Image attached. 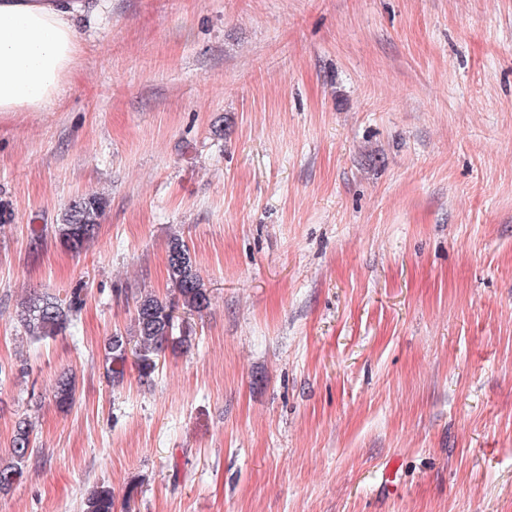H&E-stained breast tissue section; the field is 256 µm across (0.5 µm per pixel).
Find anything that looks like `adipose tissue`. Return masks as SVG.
Masks as SVG:
<instances>
[{
  "label": "adipose tissue",
  "mask_w": 512,
  "mask_h": 512,
  "mask_svg": "<svg viewBox=\"0 0 512 512\" xmlns=\"http://www.w3.org/2000/svg\"><path fill=\"white\" fill-rule=\"evenodd\" d=\"M94 0H0V115L43 112L70 76Z\"/></svg>",
  "instance_id": "1"
}]
</instances>
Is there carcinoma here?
I'll return each mask as SVG.
<instances>
[{
  "label": "carcinoma",
  "instance_id": "1",
  "mask_svg": "<svg viewBox=\"0 0 512 512\" xmlns=\"http://www.w3.org/2000/svg\"><path fill=\"white\" fill-rule=\"evenodd\" d=\"M105 202L97 194L84 195L70 201L62 222L51 226V232L65 249L81 251L91 241L99 228ZM167 272L173 293L163 299L151 291H139L135 297V313L126 335L115 334L108 342V373L112 378L123 376L127 362V347H132L140 376L151 378L157 367L158 357L168 346H186L191 342V330L177 329L176 309L182 307L197 313L210 305V295L204 284L190 249L185 241L173 237L167 247ZM84 303L82 289H74L69 296H30L21 304L20 318L26 333L34 341H42L65 333L74 316ZM75 384L72 377L63 374L55 384L54 398L61 407L73 401ZM32 422L20 419L14 430L10 455L0 460V491L12 487L22 475V467L31 455ZM82 512H114L112 489L104 484L83 501Z\"/></svg>",
  "mask_w": 512,
  "mask_h": 512
}]
</instances>
